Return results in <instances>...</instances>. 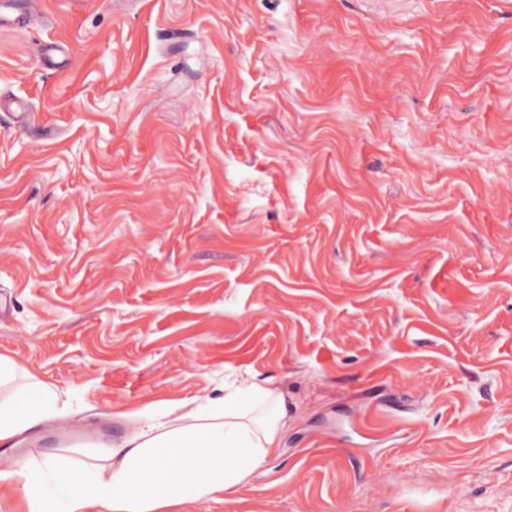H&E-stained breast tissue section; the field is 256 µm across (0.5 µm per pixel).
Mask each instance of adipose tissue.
I'll return each instance as SVG.
<instances>
[{
  "instance_id": "obj_1",
  "label": "adipose tissue",
  "mask_w": 512,
  "mask_h": 512,
  "mask_svg": "<svg viewBox=\"0 0 512 512\" xmlns=\"http://www.w3.org/2000/svg\"><path fill=\"white\" fill-rule=\"evenodd\" d=\"M17 363L0 355V441L43 417L56 415V395L37 378L15 386ZM288 408L280 385L250 370H235L224 393L170 406L163 419L137 420L102 460L75 469L29 459L0 470V488L20 497L25 512H56L43 490L51 471L66 499L65 512H184L223 500L248 484L281 446Z\"/></svg>"
}]
</instances>
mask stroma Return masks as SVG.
Masks as SVG:
<instances>
[{
	"instance_id": "obj_1",
	"label": "stroma",
	"mask_w": 512,
	"mask_h": 512,
	"mask_svg": "<svg viewBox=\"0 0 512 512\" xmlns=\"http://www.w3.org/2000/svg\"><path fill=\"white\" fill-rule=\"evenodd\" d=\"M44 0L0 25V459L96 463L249 368L236 506L512 512V0ZM18 364L0 355V441L6 443L45 416L65 417L56 409V395L34 375L22 387H14Z\"/></svg>"
}]
</instances>
